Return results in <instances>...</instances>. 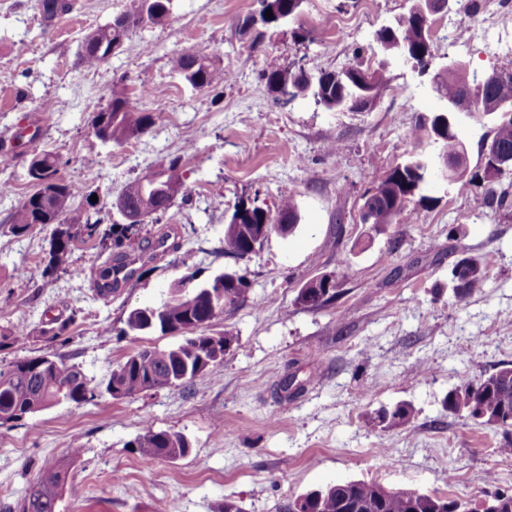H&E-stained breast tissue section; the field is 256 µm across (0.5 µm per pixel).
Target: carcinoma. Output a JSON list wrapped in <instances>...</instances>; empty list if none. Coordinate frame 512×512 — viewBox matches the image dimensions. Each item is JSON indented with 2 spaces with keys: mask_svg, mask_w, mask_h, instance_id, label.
Wrapping results in <instances>:
<instances>
[{
  "mask_svg": "<svg viewBox=\"0 0 512 512\" xmlns=\"http://www.w3.org/2000/svg\"><path fill=\"white\" fill-rule=\"evenodd\" d=\"M259 14L253 13L238 19L237 27L247 33L258 24L280 26L295 19L303 0H258ZM42 18L53 20L69 9L66 0H36ZM172 0H164L161 11L152 10L148 0H130V7L115 15L112 21L97 28L98 41L109 46L114 42L125 43L129 33L145 25L165 23L170 15ZM272 15L265 16L266 11ZM377 40L388 55L403 50L420 60L435 57L431 26L423 27L414 18L403 13L390 24L377 32ZM79 58L86 68H96L104 62L96 49L80 46ZM172 69L180 74L191 86L198 90L211 85L213 63L210 55L203 50L178 53L171 57ZM358 68L346 69V79L336 82V72L316 70L311 78L304 74L282 67L278 62H267L264 77L268 89L280 96L309 98L326 109L333 110L342 103L362 93V86L356 81ZM512 75V57L503 59L490 74L479 77L471 72L468 65L461 64L453 71L440 77L436 92L441 101L462 100L466 91L477 85L484 87L485 96L497 97L501 94L512 96V84L505 86L498 81L501 74ZM161 119L157 112H144L133 106L124 93L112 91V101L107 111H100L93 118L95 136L104 143L122 144L132 136L144 133ZM492 139L503 151L512 152V116L502 118L494 124ZM439 157L453 160L463 150L461 139L447 136L440 140ZM37 163L41 166L40 178L48 185L34 184L33 192L22 197L7 218L8 230L13 235H23L37 224H57V238L52 245L50 260L44 274H54L65 262L72 238L82 235L92 236L99 220L92 219V202L78 209L73 206V195L69 186L59 178L60 163L56 155L49 151L37 152ZM181 157L170 159L157 170L149 171L125 187L123 193L127 202H141L142 188L156 183L157 198L151 202L147 215L165 212L175 205L176 197L169 194L171 184H183L179 173ZM427 173V165L418 158L410 159L390 169L374 182V196L369 209L378 214L385 213L391 224H404L412 217L408 202L421 190ZM299 221L298 208L293 198L281 202L277 214L259 213L247 207L243 201L234 206L230 215L231 227L224 231V253L239 259L252 255L251 240L256 233L253 224L266 225V234L277 231L278 226L287 224L296 228ZM125 224L112 225L116 246L122 252L115 261L128 257V252L139 249V241L129 233ZM458 266L462 274L452 271L456 284L455 299L464 302L485 281V269L476 258H464ZM226 274L220 273L211 279L199 282L195 274L183 277L171 295L156 307L132 310L126 324L135 333L146 331L167 332L188 331L189 336L176 346L169 348H144L127 357L112 369L100 388L90 380L80 368L67 363L62 358L49 360L45 356H30L18 359L8 367L0 369V423L16 422L27 415L37 413L50 406L63 402L80 405L98 396L117 392L123 398L139 393L187 384L199 376H212L224 358L216 352L233 345L236 336L230 329L213 335L204 331L209 323L224 313V309L234 308L242 300L247 281L241 275L238 284L224 283ZM121 284L112 279V268L100 273L97 292L109 296ZM448 412L477 419L481 423L512 428V365L504 366L494 373L477 380H467L448 391ZM411 411L405 405H398L392 411H382L377 420L380 424L395 426L410 420ZM138 447L153 457L177 459L189 452V444L184 436L167 431H156L145 426L137 438ZM63 481V471L49 466L41 472L31 486L27 496L18 507V512H58L59 487ZM380 486L364 481H347L328 486L314 503H309L302 512H437L443 504H448L447 512H484L482 504L471 509L458 500L449 497L411 492L407 495L392 494L379 500Z\"/></svg>",
  "mask_w": 512,
  "mask_h": 512,
  "instance_id": "carcinoma-1",
  "label": "carcinoma"
}]
</instances>
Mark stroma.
I'll return each instance as SVG.
<instances>
[{
    "mask_svg": "<svg viewBox=\"0 0 512 512\" xmlns=\"http://www.w3.org/2000/svg\"><path fill=\"white\" fill-rule=\"evenodd\" d=\"M44 22L35 0H0V221L33 191L28 164L48 150L75 207L88 194L103 207L93 237L72 245L53 276L42 270L53 225L14 236L0 232V328L26 343L0 350V367L24 357H62L93 382L141 348H166L180 334L126 333L132 309L157 306L183 275H244L243 302L214 319L213 333L236 340L213 376L184 387L119 400L48 407L0 425V512H11L39 470L81 456L69 469L60 512H288L298 496L346 481L478 500L490 485L512 488V455L502 430L448 412V392L512 364V206L489 209L491 193L512 192V173L487 182L483 144L491 121L463 135L468 174L443 179L440 143L413 144L418 117L441 102L431 74L385 56L375 33L407 11L408 0H303L289 25L267 28L259 48L236 27L256 0H173L161 26L132 30L122 52L99 67L79 61L87 33L111 21L129 0H69ZM434 15L435 65L446 57L490 73L512 50V0H480L473 26L484 42H459ZM203 49L215 62L198 90L170 67L173 55ZM285 67L384 69L386 83L365 111L326 110L309 99L286 102L269 91V60ZM156 88L140 98L141 86ZM163 119L115 145L91 128L113 91ZM430 166L425 202L414 219L383 230L360 220L375 178L411 153ZM182 156L186 196L133 232L143 247L136 287L103 298L98 274L118 249L110 206L130 181ZM294 198L299 224L271 233L256 254L224 252V229L238 201L276 210ZM480 259L482 288L457 305L452 269ZM333 275L339 294L321 308L300 305L308 280ZM70 321L66 338L51 330ZM409 405L408 423L379 427L383 408ZM183 435L186 456L151 457L136 445L144 425Z\"/></svg>",
    "mask_w": 512,
    "mask_h": 512,
    "instance_id": "stroma-1",
    "label": "stroma"
}]
</instances>
